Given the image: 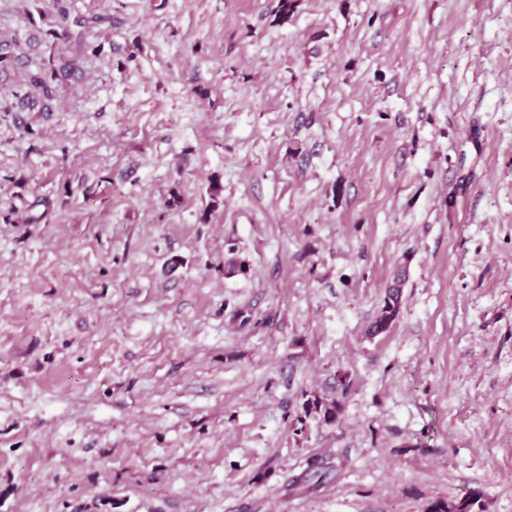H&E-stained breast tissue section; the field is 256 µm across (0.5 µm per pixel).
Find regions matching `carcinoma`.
I'll return each mask as SVG.
<instances>
[{
    "instance_id": "cac0c4a2",
    "label": "carcinoma",
    "mask_w": 512,
    "mask_h": 512,
    "mask_svg": "<svg viewBox=\"0 0 512 512\" xmlns=\"http://www.w3.org/2000/svg\"><path fill=\"white\" fill-rule=\"evenodd\" d=\"M55 7L56 13L52 16L54 23H69L78 29V33L67 55L58 57L51 71L41 70L29 76L31 91L21 98V106L30 111L40 103L57 98L61 81L68 79L74 71L79 69L84 50L83 31L97 27H112V15L107 12L72 17L64 0H56ZM405 281V271H398L393 282L387 287L378 306L377 315L367 330L369 336L375 337L387 332L398 319L403 305L402 288ZM302 410L306 415L314 413L324 422L333 424L338 419L340 403L337 400L328 401L322 397L313 396L303 402ZM479 500L480 493L471 490L465 496L455 500H433L428 504L427 512H472V507Z\"/></svg>"
}]
</instances>
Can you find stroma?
Listing matches in <instances>:
<instances>
[{
    "instance_id": "1",
    "label": "stroma",
    "mask_w": 512,
    "mask_h": 512,
    "mask_svg": "<svg viewBox=\"0 0 512 512\" xmlns=\"http://www.w3.org/2000/svg\"><path fill=\"white\" fill-rule=\"evenodd\" d=\"M67 3L28 112L0 0V512H512V0ZM55 2L56 13L55 15H50V19L54 20L49 21L56 24L68 23V28L70 21L71 26L78 28L79 31L67 55L57 58V61L53 63L50 73L41 70L29 76V85L32 91L26 93L20 100L22 108H27L30 111H33L40 103L57 98L61 81L67 80L74 71L79 69L84 50L83 31L97 27L112 28V15L107 12L75 15L70 20V11L65 5V1L56 0ZM72 35L73 33L70 32L69 28L67 38H71ZM405 281V271L399 270L393 282L387 287L378 306L377 315L367 330L370 337L387 332L398 319L403 305L402 288ZM304 415L314 413L320 416L325 423L332 424L338 419L340 403L336 400L328 401L322 397L311 396L302 405ZM479 500V491L471 490L455 500H433L428 504L427 512H472V507Z\"/></svg>"
}]
</instances>
